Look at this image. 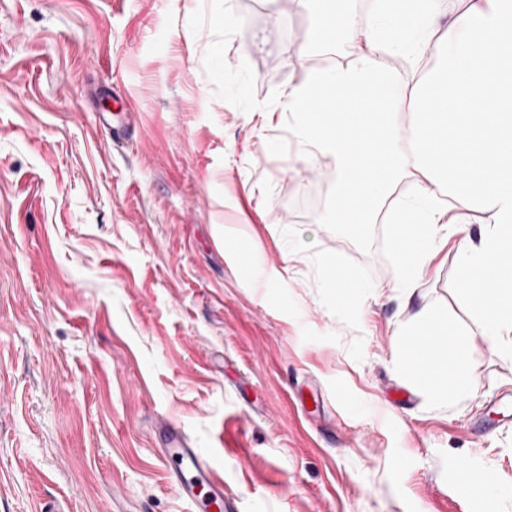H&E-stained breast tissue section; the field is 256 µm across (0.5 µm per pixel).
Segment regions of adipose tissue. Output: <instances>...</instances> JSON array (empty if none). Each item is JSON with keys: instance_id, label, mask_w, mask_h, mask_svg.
<instances>
[{"instance_id": "obj_1", "label": "adipose tissue", "mask_w": 512, "mask_h": 512, "mask_svg": "<svg viewBox=\"0 0 512 512\" xmlns=\"http://www.w3.org/2000/svg\"><path fill=\"white\" fill-rule=\"evenodd\" d=\"M316 44L340 47L345 63L309 72L287 97L300 155L336 160L328 222L390 224L410 289L439 232L484 205L492 221L479 246L460 244L457 283L481 336L512 355V0L452 15L445 0H373L364 15L326 8L299 55ZM399 57L413 62L411 81L394 71ZM408 177L411 191L396 195ZM412 334L398 355L409 380L440 400L475 388L471 333L435 315Z\"/></svg>"}]
</instances>
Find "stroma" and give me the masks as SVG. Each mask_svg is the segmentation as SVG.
Segmentation results:
<instances>
[{
    "instance_id": "1",
    "label": "stroma",
    "mask_w": 512,
    "mask_h": 512,
    "mask_svg": "<svg viewBox=\"0 0 512 512\" xmlns=\"http://www.w3.org/2000/svg\"><path fill=\"white\" fill-rule=\"evenodd\" d=\"M312 31L295 0H0V512H186L161 419L234 512H512V422L471 431L512 356L476 337L449 401L396 359L421 314L473 327L457 247L490 214L449 225L410 293L389 225L328 223L336 161H299L283 116ZM322 265L326 273V283L328 288H337L345 302L350 300V292L353 285L346 278L338 274L339 262L336 257H326L322 259Z\"/></svg>"
}]
</instances>
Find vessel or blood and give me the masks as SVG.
<instances>
[{"mask_svg": "<svg viewBox=\"0 0 512 512\" xmlns=\"http://www.w3.org/2000/svg\"><path fill=\"white\" fill-rule=\"evenodd\" d=\"M159 450L170 463L182 498L190 512H232L233 502L224 484L214 473L210 461L192 448L188 436L177 426L158 424Z\"/></svg>", "mask_w": 512, "mask_h": 512, "instance_id": "vessel-or-blood-1", "label": "vessel or blood"}]
</instances>
